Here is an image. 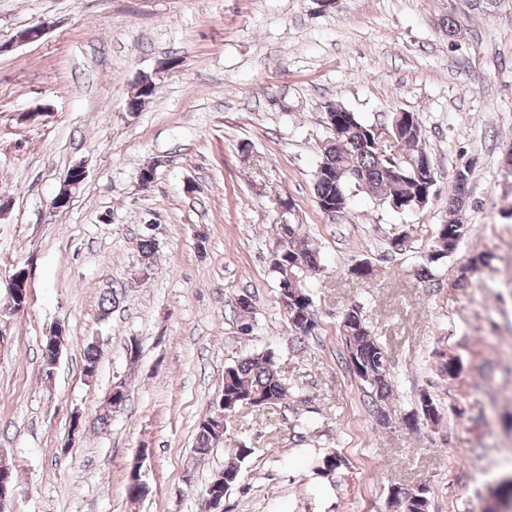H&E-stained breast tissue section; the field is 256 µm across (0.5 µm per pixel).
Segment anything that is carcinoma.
Returning a JSON list of instances; mask_svg holds the SVG:
<instances>
[{
	"mask_svg": "<svg viewBox=\"0 0 512 512\" xmlns=\"http://www.w3.org/2000/svg\"><path fill=\"white\" fill-rule=\"evenodd\" d=\"M349 120L352 130L348 136L338 139L335 132H330V140L326 142L314 171V191L319 208L334 214L336 206L348 207L351 195L358 190H366L377 202L389 208L395 205L403 212L419 209V203L423 201L430 202L434 197L436 172L431 164L417 166L418 160L428 159L421 147L425 129L420 119L393 133V145L384 139L378 126L363 122L356 113H349ZM467 184L466 179L456 180L454 193L448 198V209L455 211L463 207ZM467 232V225L457 222L437 225L432 249L427 255L428 262L455 253ZM139 248L142 268L147 270L158 251V243L144 234ZM271 270L278 281V292L286 293L284 308L290 335L299 341L315 334L317 313L306 281L319 274L321 259L319 251L302 238L300 225H279ZM236 309L239 322L248 329L253 328L252 320L248 319L254 309L252 298L247 294L238 298ZM341 333L349 356L353 358L350 371L368 386L369 403L383 407L394 393L388 352L371 333L360 304L352 303L345 311ZM99 360L98 346L89 343L84 353L83 373L98 369ZM252 395L264 399L260 406L262 410L276 407L292 396L271 351L255 353L224 368V407L232 405L238 412L246 408L243 400ZM417 412L421 421L436 422L440 417L438 405L426 394L420 398ZM223 441L224 432L218 429V424L202 420L197 427L193 452L205 456ZM252 454L253 449L241 444L235 449V461L214 473L211 480L221 474L231 476L232 481L224 486V492L232 491L239 485L243 465ZM429 493L430 490L423 487L415 497L389 501V507L394 512H429Z\"/></svg>",
	"mask_w": 512,
	"mask_h": 512,
	"instance_id": "carcinoma-1",
	"label": "carcinoma"
}]
</instances>
